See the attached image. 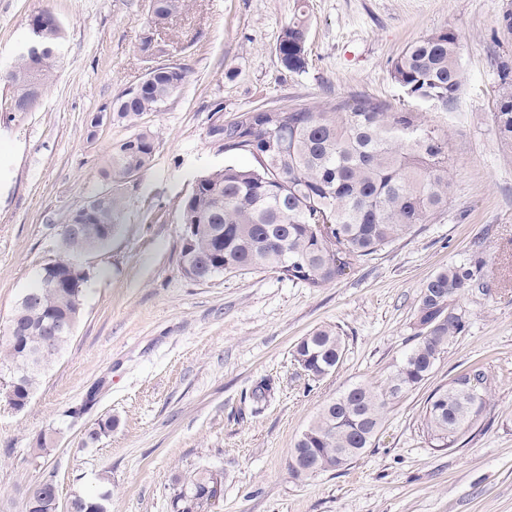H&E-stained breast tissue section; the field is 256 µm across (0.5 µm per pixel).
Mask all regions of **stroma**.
<instances>
[{
    "label": "stroma",
    "mask_w": 512,
    "mask_h": 512,
    "mask_svg": "<svg viewBox=\"0 0 512 512\" xmlns=\"http://www.w3.org/2000/svg\"><path fill=\"white\" fill-rule=\"evenodd\" d=\"M512 0H309L306 72L280 68L275 48L294 0H188L167 36L187 65L183 89L141 126L153 131V166L126 192L111 243L86 259L83 315L28 406L0 395V512H25L27 487L53 479L60 500L111 493L112 512H172L197 471L223 477L213 512H512V145L495 125L504 49L498 19ZM52 12L64 61L32 111L10 115L0 84V331L56 257L65 216L103 191L102 156L131 135L112 124L95 142L89 114L141 82L138 51L148 0H0V70L12 66L30 17ZM461 44L464 84L451 110L415 103L448 135V210L375 254L347 280L313 290L267 273L196 281L179 266L181 200L197 178L230 164L205 132L258 106L317 105L370 96L406 104L392 60L441 28ZM162 221H152L154 212ZM480 266L485 287L458 300L464 327L428 379L390 405L371 448L343 469L297 476L295 439L322 405L358 384H379L413 346L423 284L439 270ZM345 343L335 371L308 377L292 351L318 328ZM495 383L480 421L451 448L422 430L428 395L472 364ZM271 380L262 412L250 399ZM94 402H87L89 392ZM83 406L71 418L74 406ZM112 418L111 433L85 432ZM54 435L34 457L38 436Z\"/></svg>",
    "instance_id": "obj_1"
}]
</instances>
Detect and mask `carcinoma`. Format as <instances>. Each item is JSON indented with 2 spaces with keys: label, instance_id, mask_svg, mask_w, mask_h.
I'll use <instances>...</instances> for the list:
<instances>
[{
  "label": "carcinoma",
  "instance_id": "obj_1",
  "mask_svg": "<svg viewBox=\"0 0 512 512\" xmlns=\"http://www.w3.org/2000/svg\"><path fill=\"white\" fill-rule=\"evenodd\" d=\"M186 0H150L149 26L165 27L182 13ZM307 0L279 34L280 67L300 73L309 64ZM29 45L19 49L10 90L15 112H29V88L43 92L58 69L62 29L49 11L28 23ZM457 34L439 29L410 43L391 62L390 75L411 100L453 107L462 86ZM499 84L493 122L499 139L512 144V55L499 57ZM188 69L160 70L124 89L100 111L112 122L138 125L146 112H159L181 90ZM224 126L206 132L219 151L248 155L254 165L228 164L196 179L181 201L179 265L195 280L234 273H271L280 280L323 288L348 277L369 257L410 236L448 210L450 163L448 135L432 127L424 113L394 112L372 97L331 99L321 105L243 111L224 120V108L212 112ZM157 150L153 132L136 130L112 144L101 175L110 195L91 211L87 235H74L56 258L44 265L47 280L81 277L80 257L103 249L117 231L125 190L134 175L152 165ZM481 285L480 268L450 266L423 285L416 306L415 345L380 385L356 384L326 402L300 434L289 460L310 474L351 463L370 448L388 406L402 392L421 383L445 353L448 339L464 326L456 298ZM84 289L37 288L30 300L18 299L7 333L0 338V368L13 365L15 379L0 381V393L16 410L24 409L38 388L52 357L68 346L82 314ZM344 345L339 332L317 329L295 346L296 363L308 360L330 372L340 363ZM492 375L483 365L469 367L427 400L422 425L437 448H451L457 435L478 422L486 406ZM112 418L86 433L94 444L112 432ZM222 482L207 469L176 490V512H207L220 496ZM102 496L76 493L68 512H96Z\"/></svg>",
  "mask_w": 512,
  "mask_h": 512
}]
</instances>
